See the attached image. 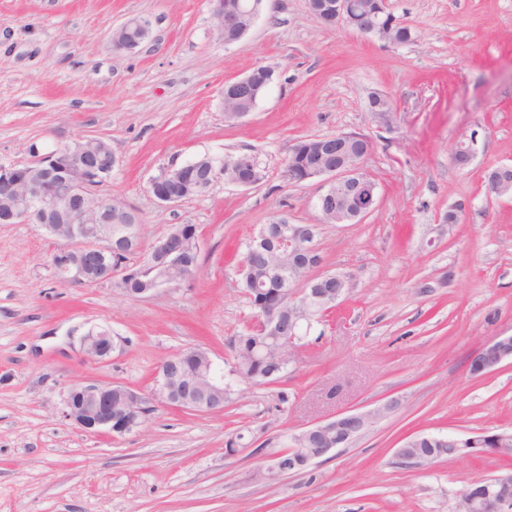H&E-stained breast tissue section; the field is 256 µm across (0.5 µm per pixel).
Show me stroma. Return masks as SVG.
Here are the masks:
<instances>
[{
    "label": "stroma",
    "instance_id": "stroma-1",
    "mask_svg": "<svg viewBox=\"0 0 512 512\" xmlns=\"http://www.w3.org/2000/svg\"><path fill=\"white\" fill-rule=\"evenodd\" d=\"M411 41L391 45L327 28L308 0H264L249 35L225 44L210 0H0V161L27 164L107 137L119 163L107 195L142 219L140 253L174 224L199 232L194 276L145 298L111 284L59 282V240L0 224V512H455L460 492L512 473L492 455L402 464L412 435L465 439L512 429V364L471 376L469 358L512 334V194L489 174L512 165V0H389ZM150 23L131 52L109 32ZM267 66L274 80L247 116L224 119L226 82ZM394 112L369 110L372 93ZM361 131L376 209L325 224L320 180L283 177L295 140ZM473 138L459 166L454 145ZM252 156L258 185L217 182L160 203L149 182L199 157ZM459 221L443 224L448 210ZM317 224L322 268L349 277L343 302L303 337L274 383L232 381L223 412L152 400L158 366L206 347L230 372L231 337L253 311L240 258L260 225ZM118 345L88 357L80 338ZM120 385L148 415L124 434L86 433L63 416L70 385ZM393 408L349 445L270 487L255 474L304 427L339 413ZM236 451L226 454L227 444ZM82 349L91 357L102 360L112 355L117 342L109 330L89 331L81 340Z\"/></svg>",
    "mask_w": 512,
    "mask_h": 512
}]
</instances>
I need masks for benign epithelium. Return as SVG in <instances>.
<instances>
[{
	"label": "benign epithelium",
	"instance_id": "1",
	"mask_svg": "<svg viewBox=\"0 0 512 512\" xmlns=\"http://www.w3.org/2000/svg\"><path fill=\"white\" fill-rule=\"evenodd\" d=\"M213 4L212 18L219 33L233 34L228 43L241 41L251 29L263 0H248L242 11L224 10V0H210ZM329 8L336 13V25L357 27L364 34L381 36L392 29L372 13L356 17L357 0H334ZM120 29L135 31L137 36L113 44L116 51H132L140 45V39L149 34V22L130 19ZM273 81V71L267 68L253 70L245 77L224 85V101L233 98L258 99V93ZM360 139L370 141L361 132H343L321 136L323 144L331 149L343 148V140ZM30 151L34 159L26 165L0 162V194L14 201V209L0 213L3 224H38L47 232L56 234L59 225L67 227V235L52 256V264L63 283L91 287L104 282L113 283L130 280L134 270L120 256L131 250L134 239L129 236L112 243V211L118 206L102 197L101 190L112 177V168L118 160L99 142V137H84L71 144L59 147L54 152L42 153L33 144ZM368 153L353 155L337 163L318 167L307 179L320 178L322 192L317 199L321 215L336 213V223L359 222L374 211L377 205V183L364 171ZM503 166L490 177V190L497 195L512 192V179L506 177ZM166 178L176 185L181 182L173 167L164 169L149 184L150 192L161 203L176 204L182 201L178 192L155 193L157 181ZM319 230L317 224H270L263 230L262 242L250 244L256 250L260 244L284 251L295 257L318 253L314 240ZM181 250L179 237L165 234L152 246L151 252L169 259ZM305 273L291 272L288 280L291 287L282 288V303L287 315L278 316L260 309L254 316L250 332L257 337L258 354L263 356L275 374L287 368L297 345L295 336L304 327H312V306L320 302L335 307L350 288V281L343 275L319 270L314 261H306ZM82 349L91 357L102 360L112 355L117 342L105 329L90 331L81 340ZM193 351L181 350L160 364L153 398L167 404H179L199 413L212 412L213 395L224 387V378L215 374L214 365H209L210 377L206 382L194 372L186 373V388L173 391L169 383L168 365L181 361ZM512 360V335L497 336L484 344L470 359L472 374L482 375L495 371L499 365ZM119 391L114 385L74 383L67 394L64 418L70 420L87 433L108 432L125 434L142 423L141 400L129 391L125 402H112V393ZM387 403L375 411H346L331 420L306 426L294 435L297 446L277 452L268 457L265 467L258 470L256 478L266 484L276 485L280 479L303 467L326 457L332 450L364 433L380 416L391 409ZM430 443L429 437L406 441L397 451V457L413 468H420L436 461L434 455L422 451H410V445ZM512 512V475L483 479L470 484L459 496L458 512Z\"/></svg>",
	"mask_w": 512,
	"mask_h": 512
}]
</instances>
